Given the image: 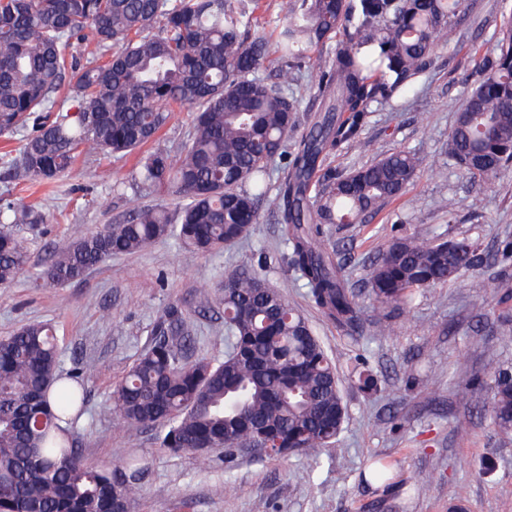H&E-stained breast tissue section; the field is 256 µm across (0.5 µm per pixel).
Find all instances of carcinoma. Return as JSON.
<instances>
[{
    "label": "carcinoma",
    "instance_id": "cac0c4a2",
    "mask_svg": "<svg viewBox=\"0 0 512 512\" xmlns=\"http://www.w3.org/2000/svg\"><path fill=\"white\" fill-rule=\"evenodd\" d=\"M281 25L252 32L231 0H0V137L24 133L13 163L18 184H45L80 156L140 152L131 180L142 194L181 199L171 213L144 206L58 250L37 275L45 285L82 278L106 259L174 238L197 253L244 239L266 206L280 224L290 267L314 305L351 337L386 326L420 291L459 280L499 256L477 238L393 240L368 267L369 304L348 288L342 262L322 242L323 224H354L401 196L423 163L390 153L347 175L322 177L323 154L361 140L365 112L430 63L436 39L453 43L465 0H280ZM336 43L315 82L322 115L293 153L297 124L288 76ZM277 81L256 72L270 58ZM71 105L56 106L62 87ZM195 112L178 151H142L170 112ZM282 168L270 194L271 164ZM448 158L493 184L512 167V20L488 48L482 75L448 133ZM32 206L0 204V285L27 271L29 246L16 224H41ZM224 307V361L191 360L173 328L139 357L112 392L130 429L159 430L173 454L264 441L268 456L316 462L346 419L336 364L282 293L255 273L217 290ZM83 375L60 369L56 329L29 323L0 337V512H119L147 470L88 464L62 415L84 407ZM495 426L512 431V364L491 371Z\"/></svg>",
    "mask_w": 512,
    "mask_h": 512
}]
</instances>
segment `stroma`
I'll use <instances>...</instances> for the list:
<instances>
[{
	"instance_id": "35a3bbf8",
	"label": "stroma",
	"mask_w": 512,
	"mask_h": 512,
	"mask_svg": "<svg viewBox=\"0 0 512 512\" xmlns=\"http://www.w3.org/2000/svg\"><path fill=\"white\" fill-rule=\"evenodd\" d=\"M455 44H439L430 66L403 92L372 103L361 136L369 151L343 144L329 151L325 172L349 173L385 154L412 151L424 159L407 192L355 224L330 225L326 245L345 265L349 285L366 297L365 274L397 237H482L488 253L512 238V170L495 184L474 181L446 154L448 131L484 65L489 41L512 0H468ZM21 136L0 137V200L39 205L42 224H20L29 241V273L0 286V336L22 325L57 328L64 371H83L86 402L70 426L92 465L146 460L148 473L132 512H512V432L497 431L486 391L460 379H487L512 362V319L496 316L500 282L512 286V264L484 267L464 279L421 291L397 311L391 330L351 339L327 321L291 270L275 216L260 209L248 236L205 255L168 239L107 259L78 281L35 284L51 254L72 239L102 230L134 206L176 198L136 193L135 156L78 161L52 183L14 185L11 162ZM112 171L111 180L99 177ZM248 270L280 289L336 362L347 408L334 447L318 463L239 452L208 458L161 448L153 429H128L109 408L112 389L150 345L170 312L192 358L224 359V314L203 307L230 276ZM369 369L378 389H360ZM466 434H458V424ZM384 459L399 485L386 490L365 479L368 463Z\"/></svg>"
}]
</instances>
